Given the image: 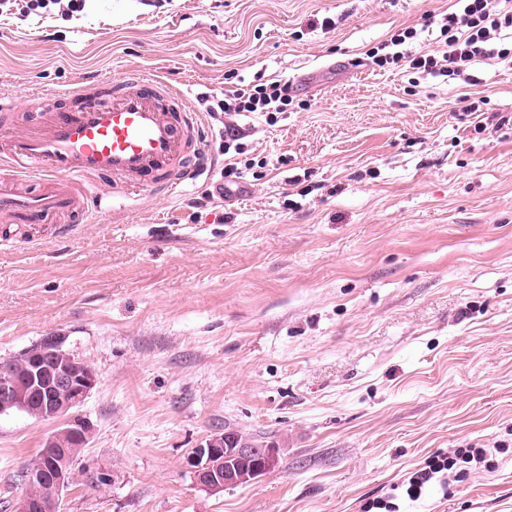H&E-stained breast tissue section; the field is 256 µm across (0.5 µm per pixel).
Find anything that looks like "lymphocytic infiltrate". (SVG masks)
<instances>
[{
	"label": "lymphocytic infiltrate",
	"mask_w": 512,
	"mask_h": 512,
	"mask_svg": "<svg viewBox=\"0 0 512 512\" xmlns=\"http://www.w3.org/2000/svg\"><path fill=\"white\" fill-rule=\"evenodd\" d=\"M418 38L416 28L406 27L390 40L391 51L372 52L375 65L381 68L409 66L434 77L456 79L475 62L498 60L512 63V0H456L454 10L442 19L433 53L410 51ZM305 108L296 100L289 82L274 80L261 84L240 83L226 90L223 98L208 105V112H258L267 122H275L277 114L290 107ZM486 455L482 448H458L451 455L429 457L425 465L408 480L406 494L418 500L431 484L446 486V475L458 464L478 463Z\"/></svg>",
	"instance_id": "lymphocytic-infiltrate-1"
}]
</instances>
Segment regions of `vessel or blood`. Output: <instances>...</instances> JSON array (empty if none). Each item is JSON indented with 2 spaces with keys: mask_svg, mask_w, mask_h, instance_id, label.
I'll use <instances>...</instances> for the list:
<instances>
[{
  "mask_svg": "<svg viewBox=\"0 0 512 512\" xmlns=\"http://www.w3.org/2000/svg\"><path fill=\"white\" fill-rule=\"evenodd\" d=\"M42 101L0 126V222L53 224L68 238L100 211L103 181L158 194L196 175L202 116L165 80L102 79Z\"/></svg>",
  "mask_w": 512,
  "mask_h": 512,
  "instance_id": "1",
  "label": "vessel or blood"
}]
</instances>
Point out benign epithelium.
Listing matches in <instances>:
<instances>
[{"label":"benign epithelium","mask_w":512,"mask_h":512,"mask_svg":"<svg viewBox=\"0 0 512 512\" xmlns=\"http://www.w3.org/2000/svg\"><path fill=\"white\" fill-rule=\"evenodd\" d=\"M63 340L59 336H46L38 343L35 351L28 355L26 383L30 389L47 392L44 399V413L58 418H68V428L64 433L88 439L91 424L88 419L75 413L85 401L90 391L98 383L96 371L74 357L63 359L58 349ZM24 408L18 395V376L8 366L0 367V414L13 408ZM234 438L233 447H224V440ZM56 436L46 440L43 448L45 458L51 464L52 490L42 495L34 489L45 483L46 468L41 465L26 469L25 481L29 490L24 492L16 505V512H60L61 494L71 478V460L59 456L54 448ZM228 460L255 459V465L248 473L234 467L219 468V457ZM279 462L278 449L259 448L251 442L234 437L226 431L213 435L206 445L192 449L185 459L187 469L192 473L196 484L204 489L220 491L226 486L246 484L259 479L274 470Z\"/></svg>","instance_id":"benign-epithelium-1"}]
</instances>
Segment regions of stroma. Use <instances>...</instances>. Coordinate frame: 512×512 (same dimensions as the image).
<instances>
[{
  "label": "stroma",
  "instance_id": "stroma-1",
  "mask_svg": "<svg viewBox=\"0 0 512 512\" xmlns=\"http://www.w3.org/2000/svg\"><path fill=\"white\" fill-rule=\"evenodd\" d=\"M454 2L0 14V93L25 113L33 93L133 71L194 101L285 79L308 104L272 125L204 115L216 170L169 197L105 198L70 239L0 223L15 244L0 250V362L55 335L98 375L67 512H363L455 448L492 449L490 469L395 497L400 512H512V65L448 82L367 55L408 26L436 51L425 25ZM228 125L251 165L225 176ZM63 427L0 415V512ZM227 429L275 442L279 464L203 489L185 458Z\"/></svg>",
  "mask_w": 512,
  "mask_h": 512
}]
</instances>
